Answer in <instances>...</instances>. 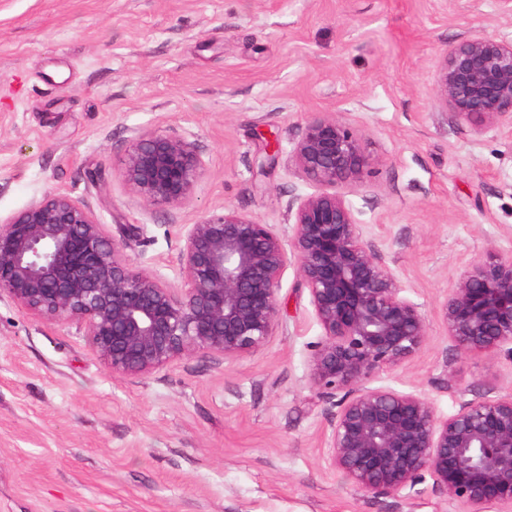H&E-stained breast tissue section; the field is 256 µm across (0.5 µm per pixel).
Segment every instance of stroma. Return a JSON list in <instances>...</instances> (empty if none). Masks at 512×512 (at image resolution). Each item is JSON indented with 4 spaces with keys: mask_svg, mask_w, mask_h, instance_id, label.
I'll return each instance as SVG.
<instances>
[{
    "mask_svg": "<svg viewBox=\"0 0 512 512\" xmlns=\"http://www.w3.org/2000/svg\"><path fill=\"white\" fill-rule=\"evenodd\" d=\"M512 41L503 0H0V223L43 196L84 201L137 269L184 285L183 237L234 209L291 234L317 190L290 162L333 112L372 164L347 203L428 322L420 352L374 385L437 414L512 392V357L459 353L438 306L488 249L512 256V128L474 134L433 96L442 49ZM192 143V198L153 207L122 177L130 146ZM279 331L233 360L195 353L112 374L82 327L0 298V512H458L432 478L378 498L333 469L336 396L296 264Z\"/></svg>",
    "mask_w": 512,
    "mask_h": 512,
    "instance_id": "stroma-1",
    "label": "stroma"
}]
</instances>
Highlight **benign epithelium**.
Masks as SVG:
<instances>
[{
    "instance_id": "obj_1",
    "label": "benign epithelium",
    "mask_w": 512,
    "mask_h": 512,
    "mask_svg": "<svg viewBox=\"0 0 512 512\" xmlns=\"http://www.w3.org/2000/svg\"><path fill=\"white\" fill-rule=\"evenodd\" d=\"M433 93L477 133L512 126V42L474 35L448 46ZM291 161L319 190L288 203L287 244L272 224L212 212L188 228L184 287L172 288L133 268L85 202L54 193L0 224V297L44 321L79 323L112 374L139 376L193 353L235 359L263 348L278 333L277 293L293 261L324 332L312 378L330 395L343 393L330 466L376 496L411 489L428 473L461 512L489 504L512 512V392L463 401L444 418L419 393L369 386L419 353L428 323L400 296L347 204L370 167L361 137L336 114L315 112ZM202 175L195 147L165 134L138 138L123 168L124 181L155 207L188 202ZM439 314L461 353L512 355V256L490 249L473 260Z\"/></svg>"
}]
</instances>
